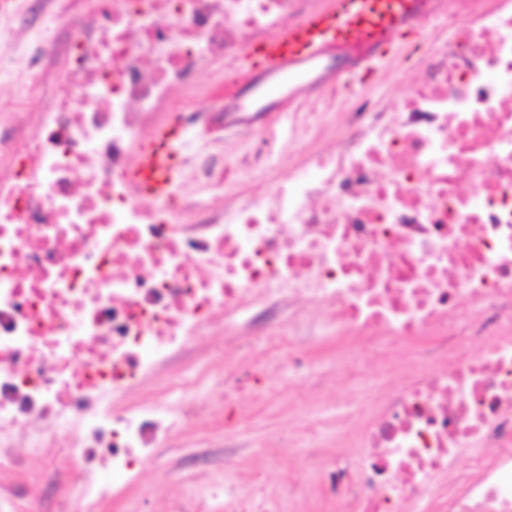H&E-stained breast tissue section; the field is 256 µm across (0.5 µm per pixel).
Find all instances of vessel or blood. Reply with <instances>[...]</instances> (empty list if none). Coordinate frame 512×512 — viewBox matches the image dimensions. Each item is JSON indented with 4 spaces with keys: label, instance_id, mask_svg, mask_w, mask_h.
Returning <instances> with one entry per match:
<instances>
[{
    "label": "vessel or blood",
    "instance_id": "obj_1",
    "mask_svg": "<svg viewBox=\"0 0 512 512\" xmlns=\"http://www.w3.org/2000/svg\"><path fill=\"white\" fill-rule=\"evenodd\" d=\"M425 0H326L323 8L305 14L300 23L276 30L247 44L252 79L222 109L234 123H253L269 112L284 111L295 101L300 84L326 82V59H349L352 82L366 84L385 69L415 37L414 22ZM186 130L178 122L155 127L139 152L128 179L142 195L162 200L173 195L182 180Z\"/></svg>",
    "mask_w": 512,
    "mask_h": 512
}]
</instances>
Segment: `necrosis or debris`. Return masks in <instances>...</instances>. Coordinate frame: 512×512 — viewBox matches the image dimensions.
Returning a JSON list of instances; mask_svg holds the SVG:
<instances>
[{"instance_id":"obj_1","label":"necrosis or debris","mask_w":512,"mask_h":512,"mask_svg":"<svg viewBox=\"0 0 512 512\" xmlns=\"http://www.w3.org/2000/svg\"><path fill=\"white\" fill-rule=\"evenodd\" d=\"M455 2L401 101L355 94L333 148L227 212L127 173L199 69L300 21L301 0H96L63 39L0 12V69L29 59L39 96L60 53L75 88L0 123L1 458L65 417L46 470L100 512L192 419L160 412L182 373L129 390L218 335L248 382L300 379L310 337L333 335L409 352L364 423L303 420L357 435L354 467L321 464L339 512H512V0Z\"/></svg>"}]
</instances>
